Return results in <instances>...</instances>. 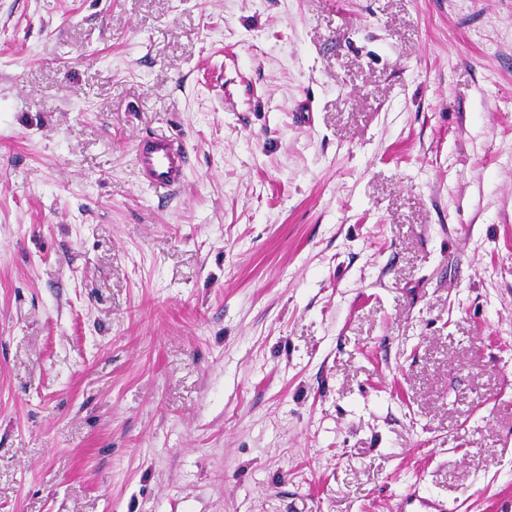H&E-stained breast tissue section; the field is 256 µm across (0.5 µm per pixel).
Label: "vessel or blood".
<instances>
[{
  "label": "vessel or blood",
  "instance_id": "b4317fda",
  "mask_svg": "<svg viewBox=\"0 0 512 512\" xmlns=\"http://www.w3.org/2000/svg\"><path fill=\"white\" fill-rule=\"evenodd\" d=\"M136 164L143 184L156 191L172 193L184 182L188 148L167 135L148 134L138 140ZM400 512H448V501L413 484L400 498Z\"/></svg>",
  "mask_w": 512,
  "mask_h": 512
}]
</instances>
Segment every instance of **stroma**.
Returning <instances> with one entry per match:
<instances>
[{
  "instance_id": "stroma-1",
  "label": "stroma",
  "mask_w": 512,
  "mask_h": 512,
  "mask_svg": "<svg viewBox=\"0 0 512 512\" xmlns=\"http://www.w3.org/2000/svg\"><path fill=\"white\" fill-rule=\"evenodd\" d=\"M415 483L512 512V0H0V512ZM136 164L143 184L154 191L172 193L184 182L188 148L167 135L148 134L138 140Z\"/></svg>"
}]
</instances>
